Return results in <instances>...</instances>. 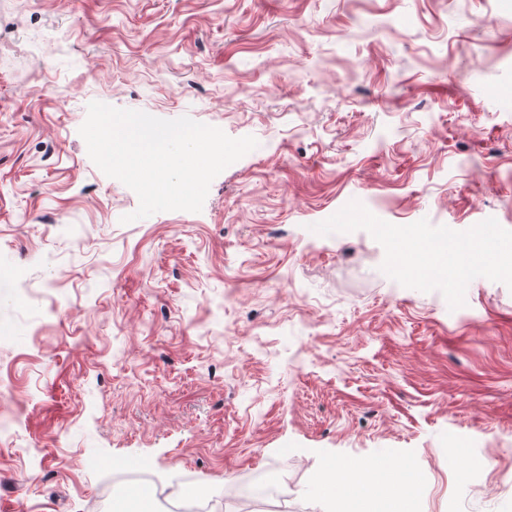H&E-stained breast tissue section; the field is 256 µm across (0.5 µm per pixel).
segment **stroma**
Returning a JSON list of instances; mask_svg holds the SVG:
<instances>
[{
    "instance_id": "35a3bbf8",
    "label": "stroma",
    "mask_w": 512,
    "mask_h": 512,
    "mask_svg": "<svg viewBox=\"0 0 512 512\" xmlns=\"http://www.w3.org/2000/svg\"><path fill=\"white\" fill-rule=\"evenodd\" d=\"M93 101L259 146L125 224ZM384 225L509 269L405 274ZM0 413V512H113L140 464L333 512L325 467L382 456L420 512H512V0H0ZM460 456L461 448H457L455 443L450 441L448 443L446 454V458L448 459V465L455 470V473L457 474L458 478L461 481H464L461 479V477L467 479L471 473L475 472L477 461L476 459L474 460L473 458L470 459L469 461L464 462L460 459Z\"/></svg>"
}]
</instances>
